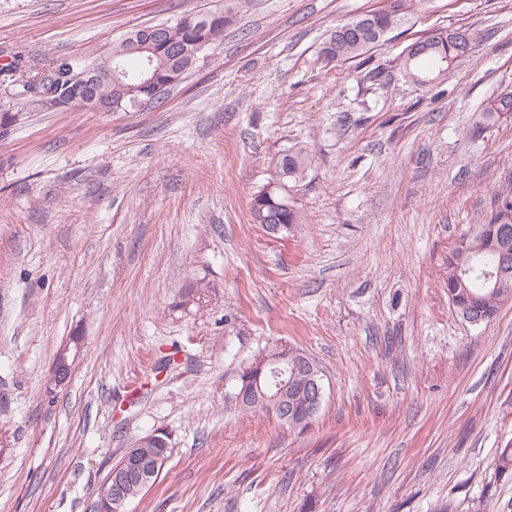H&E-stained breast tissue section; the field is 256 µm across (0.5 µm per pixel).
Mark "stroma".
<instances>
[{"label":"stroma","mask_w":512,"mask_h":512,"mask_svg":"<svg viewBox=\"0 0 512 512\" xmlns=\"http://www.w3.org/2000/svg\"><path fill=\"white\" fill-rule=\"evenodd\" d=\"M386 0H0L4 69L106 57L127 33L223 9L224 39L135 112H20L0 136V512H94L112 466L166 431L127 512H512V302L479 327L448 256L512 189V0H425L367 53L334 28ZM481 41L425 89L396 62L437 32ZM477 135H470L474 124ZM311 163L274 238L250 200L284 151ZM84 349L49 389L57 350ZM326 375L312 427L235 402L258 355ZM336 27L328 41L325 43L322 54L328 61H346L356 58L359 55L375 48L384 39V35L380 34L377 41H373L365 36L358 37L357 35H343L341 30L351 23L353 20ZM149 452H150V454L153 457V460H152L153 472H152V475H151L150 480L148 482V485L146 487H144V488H137V487L129 488V490H128L129 498H128V501L126 502L125 507L122 508L121 511H113L112 510V512H125L127 504L132 499L136 498L143 490H145L147 487L151 486L156 481V479L158 478L160 472L162 471V469H163V467H164V465H165V463L168 460L169 455H170V442H169V439H168V443H167L166 446L150 448Z\"/></svg>","instance_id":"obj_1"}]
</instances>
